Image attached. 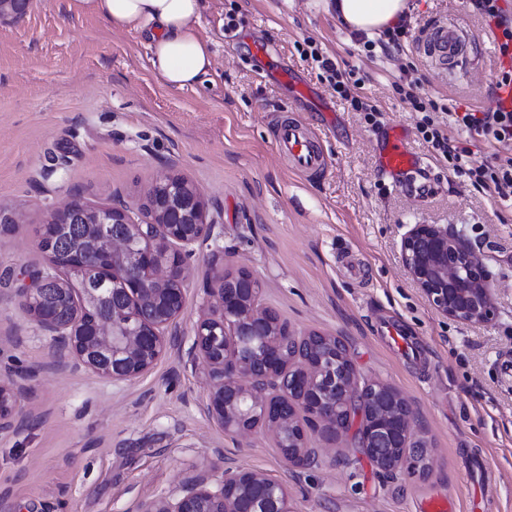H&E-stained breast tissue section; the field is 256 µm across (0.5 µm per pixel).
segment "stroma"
Returning a JSON list of instances; mask_svg holds the SVG:
<instances>
[{
	"instance_id": "35a3bbf8",
	"label": "stroma",
	"mask_w": 512,
	"mask_h": 512,
	"mask_svg": "<svg viewBox=\"0 0 512 512\" xmlns=\"http://www.w3.org/2000/svg\"><path fill=\"white\" fill-rule=\"evenodd\" d=\"M403 51L367 52L318 0H203L199 36L213 52L194 86L168 87L153 72L148 32L114 31L80 17L68 0H32L0 24V207L20 221L0 230V379L23 387V427L0 432V512H136L191 477L242 467L285 482L293 512H418L432 494L456 512H512V202L450 175L416 135L396 88L414 84L439 106L489 110L505 62L500 29L469 0H407ZM237 27L225 31L228 17ZM457 18L477 40L467 68L444 72L414 37L433 18ZM312 41L383 113L372 129L345 109L301 50ZM265 46L266 55L256 54ZM285 67L317 94L297 98L274 77ZM291 111L331 159L327 170H289L273 127ZM399 131L433 184L407 193L382 171L383 130ZM165 168L186 175L220 234L197 246L177 339L153 369L115 384L60 368L57 345L23 308L46 257L39 246L53 210L73 195L94 204L143 202ZM407 224H444L480 249L498 309L488 326L445 318L407 275L399 250ZM249 269L262 302L290 329L345 339L358 374L399 389L416 412L431 472H379L354 441L313 432L324 451L310 469L289 467L269 434L225 436L205 410L210 382L193 350L207 311L212 254ZM396 321L417 355L378 330Z\"/></svg>"
}]
</instances>
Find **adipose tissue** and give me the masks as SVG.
I'll use <instances>...</instances> for the list:
<instances>
[{
	"mask_svg": "<svg viewBox=\"0 0 512 512\" xmlns=\"http://www.w3.org/2000/svg\"><path fill=\"white\" fill-rule=\"evenodd\" d=\"M68 8L114 30L148 32L151 68L170 87L194 86L212 66L210 45L196 31L201 0H68ZM405 10L406 0H336L338 18L354 33L392 27Z\"/></svg>",
	"mask_w": 512,
	"mask_h": 512,
	"instance_id": "adipose-tissue-1",
	"label": "adipose tissue"
}]
</instances>
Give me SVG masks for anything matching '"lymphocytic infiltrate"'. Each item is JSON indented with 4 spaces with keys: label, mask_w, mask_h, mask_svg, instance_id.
<instances>
[{
    "label": "lymphocytic infiltrate",
    "mask_w": 512,
    "mask_h": 512,
    "mask_svg": "<svg viewBox=\"0 0 512 512\" xmlns=\"http://www.w3.org/2000/svg\"><path fill=\"white\" fill-rule=\"evenodd\" d=\"M303 55L318 66L337 98L361 113L368 125L378 126L380 109L358 94L359 83L350 72L324 58L317 47L304 49ZM401 96L412 110L419 112L418 134L447 163L450 172L467 177L473 186L500 200H512V106L500 104L491 111L458 106L442 110L434 101L417 98L412 92L402 91ZM469 138L496 145L489 161L473 165L471 150L465 144Z\"/></svg>",
    "instance_id": "1"
}]
</instances>
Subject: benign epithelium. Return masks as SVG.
Segmentation results:
<instances>
[{
	"mask_svg": "<svg viewBox=\"0 0 512 512\" xmlns=\"http://www.w3.org/2000/svg\"><path fill=\"white\" fill-rule=\"evenodd\" d=\"M30 0H0V17L23 14ZM140 210L125 202L91 205L74 196L51 215L54 236L88 225L83 248L102 246L95 269L101 288H72L74 312L57 322L39 308L42 286L82 281L95 257L62 263L46 251L34 284L19 289L22 306L75 365L114 383L150 371L175 340L187 284L186 259L214 237L204 199L182 174L156 175ZM402 263L442 316L488 325L497 316L487 265L475 247L441 224H409L400 240ZM112 288H106L107 284ZM209 313L193 348L210 380L208 415L231 438L270 432L288 465L309 468L322 459L309 429L352 437L381 472L424 475L426 444L412 438L415 409L395 387L360 380L345 341L334 334L294 332L261 301L258 279L246 268H216ZM22 386L0 381V431L15 426ZM137 512H291L287 485L261 473L226 468L219 482L198 475L180 493L143 502Z\"/></svg>",
	"mask_w": 512,
	"mask_h": 512,
	"instance_id": "obj_1",
	"label": "benign epithelium"
}]
</instances>
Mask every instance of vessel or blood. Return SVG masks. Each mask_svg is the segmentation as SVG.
I'll list each match as a JSON object with an SVG mask.
<instances>
[{
  "instance_id": "vessel-or-blood-1",
  "label": "vessel or blood",
  "mask_w": 512,
  "mask_h": 512,
  "mask_svg": "<svg viewBox=\"0 0 512 512\" xmlns=\"http://www.w3.org/2000/svg\"><path fill=\"white\" fill-rule=\"evenodd\" d=\"M472 38L457 21L438 18L431 21L417 40L419 52L445 71L455 70L468 59ZM275 143L291 169L308 175L324 171L330 159L320 142L299 120H282L276 128ZM383 168L393 174L417 169L419 162L401 137H394L391 146L381 155Z\"/></svg>"
}]
</instances>
